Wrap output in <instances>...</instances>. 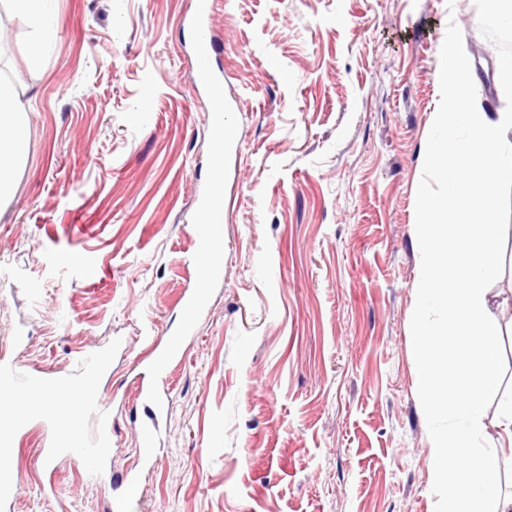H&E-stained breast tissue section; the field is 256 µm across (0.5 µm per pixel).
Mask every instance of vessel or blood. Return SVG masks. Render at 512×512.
<instances>
[{
  "label": "vessel or blood",
  "instance_id": "vessel-or-blood-1",
  "mask_svg": "<svg viewBox=\"0 0 512 512\" xmlns=\"http://www.w3.org/2000/svg\"><path fill=\"white\" fill-rule=\"evenodd\" d=\"M198 38L194 45V67L196 79L202 90L209 91L224 82V73L214 66L215 44L210 29L207 0H195L190 18ZM224 206V181L214 178L209 191L200 204L201 212L207 213L211 224L220 223ZM68 383L63 379H48L31 372L22 371L17 364L0 361V393L6 399L0 407V446H8L14 436L30 420L46 417L44 408L34 406L33 398L50 393L66 397ZM112 400L99 394L89 397L87 402L72 413L73 430L57 429L50 455L68 454L83 459L89 467H97L106 449L112 445ZM95 414L99 421V435L87 438L81 423L87 414Z\"/></svg>",
  "mask_w": 512,
  "mask_h": 512
}]
</instances>
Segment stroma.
<instances>
[{
    "label": "stroma",
    "instance_id": "stroma-1",
    "mask_svg": "<svg viewBox=\"0 0 512 512\" xmlns=\"http://www.w3.org/2000/svg\"><path fill=\"white\" fill-rule=\"evenodd\" d=\"M233 139L224 270L185 326L211 111L195 83L193 0H56L39 70L0 13V72L28 152L0 208V356L51 378L107 359L112 450L40 457L14 438L0 512H435L433 442L409 321L415 199L439 57L456 24L477 102L502 112L474 0H209ZM179 347L143 375L171 338ZM164 410L155 451L142 390Z\"/></svg>",
    "mask_w": 512,
    "mask_h": 512
}]
</instances>
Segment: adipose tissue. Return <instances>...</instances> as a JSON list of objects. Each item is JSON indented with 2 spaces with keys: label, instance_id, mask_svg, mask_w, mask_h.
I'll use <instances>...</instances> for the list:
<instances>
[{
  "label": "adipose tissue",
  "instance_id": "ef3b65f1",
  "mask_svg": "<svg viewBox=\"0 0 512 512\" xmlns=\"http://www.w3.org/2000/svg\"><path fill=\"white\" fill-rule=\"evenodd\" d=\"M14 16L31 31L27 64L38 69L44 48L57 34L59 22L54 0H7ZM28 151L25 110L17 89L0 80V204L12 199L16 189V168Z\"/></svg>",
  "mask_w": 512,
  "mask_h": 512
}]
</instances>
